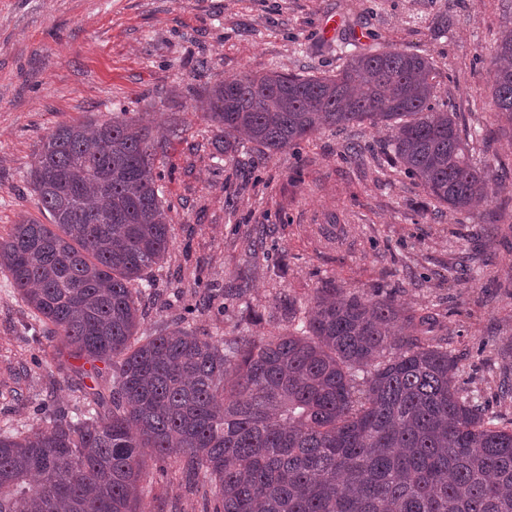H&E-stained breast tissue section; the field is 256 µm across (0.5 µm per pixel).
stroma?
<instances>
[{
    "instance_id": "stroma-1",
    "label": "stroma",
    "mask_w": 512,
    "mask_h": 512,
    "mask_svg": "<svg viewBox=\"0 0 512 512\" xmlns=\"http://www.w3.org/2000/svg\"><path fill=\"white\" fill-rule=\"evenodd\" d=\"M509 31L501 0H0V235L49 220L29 183L47 132L130 112L158 147L172 224L167 254L144 272L139 335L178 321L201 335L278 333L281 299L308 305L327 283L388 295L436 314L463 389L512 421V397L497 394L499 355L512 351V133L490 81ZM391 48L432 61L437 102L478 133L474 163L510 170L489 202L435 207L389 164L388 131L366 124L324 129L288 153L249 143L213 158L216 130L191 89L255 71L333 75L348 55ZM34 323L0 269V422L25 433L42 426V408L72 411L79 396L78 375L58 371ZM181 467L169 459L146 512H204Z\"/></svg>"
}]
</instances>
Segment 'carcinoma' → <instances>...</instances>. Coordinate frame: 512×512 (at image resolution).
<instances>
[{"instance_id": "cac0c4a2", "label": "carcinoma", "mask_w": 512, "mask_h": 512, "mask_svg": "<svg viewBox=\"0 0 512 512\" xmlns=\"http://www.w3.org/2000/svg\"><path fill=\"white\" fill-rule=\"evenodd\" d=\"M433 66L389 49L335 75L246 73L196 92L219 155L245 137L273 155L325 127L382 124L391 162L437 204L471 210L504 179L472 163L458 113L433 104ZM492 103L512 124V32ZM149 129L126 113L76 118L30 170L41 211L0 236V266L63 357L94 374L82 408L33 434L0 429V512H143L173 449L210 487L212 512H512V428L463 394L436 318L389 297L316 289L285 331L220 340L177 324L139 336L133 282L167 252L171 224ZM111 370L100 382L96 363Z\"/></svg>"}]
</instances>
